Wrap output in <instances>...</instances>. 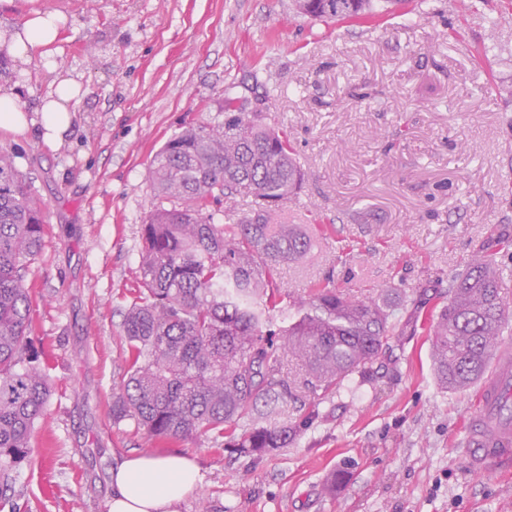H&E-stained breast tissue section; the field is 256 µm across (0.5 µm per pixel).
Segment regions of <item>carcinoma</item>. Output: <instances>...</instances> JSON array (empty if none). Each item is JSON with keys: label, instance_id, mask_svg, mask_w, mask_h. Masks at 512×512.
Segmentation results:
<instances>
[{"label": "carcinoma", "instance_id": "cac0c4a2", "mask_svg": "<svg viewBox=\"0 0 512 512\" xmlns=\"http://www.w3.org/2000/svg\"><path fill=\"white\" fill-rule=\"evenodd\" d=\"M296 0L321 21L364 19L376 0ZM224 121L189 125L155 155L158 203L143 225L137 283L122 328L127 373L112 401V420H131L145 440L205 436L220 448L261 457L288 447L297 427L276 417L296 399L283 375L288 357L306 367L311 392L330 393L369 372L394 330L385 301L356 299L329 283L293 299V319L268 337L263 328L281 300L276 269L308 254L312 238L271 214L303 181L285 131L239 111L224 97ZM237 196L252 217L220 224L216 206ZM45 204L0 151V512H17L13 473L30 462L51 381L27 351L32 299L25 277L42 249ZM501 278L484 256L448 282L431 357L446 388H465L485 373L506 322ZM258 413L247 431L239 421Z\"/></svg>", "mask_w": 512, "mask_h": 512}]
</instances>
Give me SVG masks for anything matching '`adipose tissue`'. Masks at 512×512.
<instances>
[{
    "label": "adipose tissue",
    "mask_w": 512,
    "mask_h": 512,
    "mask_svg": "<svg viewBox=\"0 0 512 512\" xmlns=\"http://www.w3.org/2000/svg\"><path fill=\"white\" fill-rule=\"evenodd\" d=\"M62 20V14L56 11L34 13L22 23L11 42L0 45V50L32 61L40 49L55 42ZM79 93L76 82L61 79L32 116L23 109L14 91L0 90V128L24 132L35 124L40 126L45 142H58L72 124L71 103ZM199 483L196 464L182 454L130 456L112 470L108 512H178L181 501L195 493Z\"/></svg>",
    "instance_id": "1"
}]
</instances>
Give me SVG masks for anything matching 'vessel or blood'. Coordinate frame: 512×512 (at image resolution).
I'll use <instances>...</instances> for the list:
<instances>
[{
	"mask_svg": "<svg viewBox=\"0 0 512 512\" xmlns=\"http://www.w3.org/2000/svg\"><path fill=\"white\" fill-rule=\"evenodd\" d=\"M512 396V352L505 348L493 353L492 369L478 392V412L469 441L482 458L506 456L512 447V416L505 411Z\"/></svg>",
	"mask_w": 512,
	"mask_h": 512,
	"instance_id": "vessel-or-blood-1",
	"label": "vessel or blood"
}]
</instances>
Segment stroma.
<instances>
[{"instance_id": "35a3bbf8", "label": "stroma", "mask_w": 512, "mask_h": 512, "mask_svg": "<svg viewBox=\"0 0 512 512\" xmlns=\"http://www.w3.org/2000/svg\"><path fill=\"white\" fill-rule=\"evenodd\" d=\"M35 11L64 16L56 67L1 56L0 87L30 112L60 74L81 96L58 143L0 129L47 206L26 283L52 391L14 475L21 512H108L113 465L147 451L199 467L179 512H512V462L473 466L478 384L441 388L431 359L437 306L475 253L512 302V0H404L328 23L294 0H0V35ZM228 88L265 99L262 122L287 128L304 174L278 215L313 248L281 266V289L330 279L398 315L372 376L299 392L279 423L315 420L259 458L203 438L147 446L112 420L151 162L184 126L223 121Z\"/></svg>"}]
</instances>
